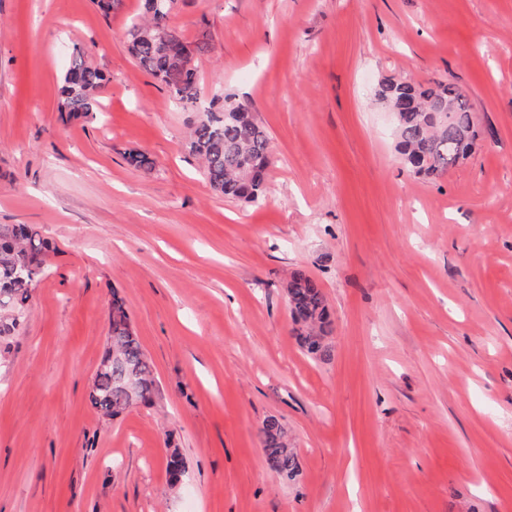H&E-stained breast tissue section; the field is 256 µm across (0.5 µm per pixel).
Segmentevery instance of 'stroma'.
<instances>
[{
    "mask_svg": "<svg viewBox=\"0 0 512 512\" xmlns=\"http://www.w3.org/2000/svg\"><path fill=\"white\" fill-rule=\"evenodd\" d=\"M142 12L0 0V224L55 246L0 331V512H512V0H178L205 97L272 137L252 206L211 190L195 112L129 56ZM77 48L108 78L93 122L57 110ZM387 78L458 87L468 159L409 172ZM296 271L327 297L331 360L296 343ZM116 294L158 388L112 420L88 393ZM260 441L271 468L283 479L293 480L299 472V461L288 448L287 432L277 417L265 418L259 429Z\"/></svg>",
    "mask_w": 512,
    "mask_h": 512,
    "instance_id": "stroma-1",
    "label": "stroma"
}]
</instances>
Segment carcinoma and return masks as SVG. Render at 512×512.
Here are the masks:
<instances>
[{"instance_id":"cac0c4a2","label":"carcinoma","mask_w":512,"mask_h":512,"mask_svg":"<svg viewBox=\"0 0 512 512\" xmlns=\"http://www.w3.org/2000/svg\"><path fill=\"white\" fill-rule=\"evenodd\" d=\"M176 0H144V18L126 31L128 50L136 63L159 79L181 108L198 113L191 123L189 152L200 160L211 189L247 206L265 197L266 171L272 138L250 109L230 96L201 100L194 63L172 54L186 43L184 34L168 24ZM108 78L85 59L72 54L59 89L58 110L68 117L94 120L101 112L99 92ZM375 97L395 114L396 148L407 169L417 175L440 177L470 155L475 138L472 107L458 88L436 82L424 88L404 80H385ZM51 244L31 224H0V310L19 309L31 286L43 274ZM288 308L302 349L317 359L332 355L328 301L322 288L302 271L286 286ZM93 386L100 400L91 404L104 416L116 418L138 405H150L156 392L153 365L133 331L124 300L112 293L107 349ZM260 441L271 468L292 480L299 461L288 447L287 432L275 416L265 418ZM186 462L179 449L168 451L170 486L178 485Z\"/></svg>"}]
</instances>
